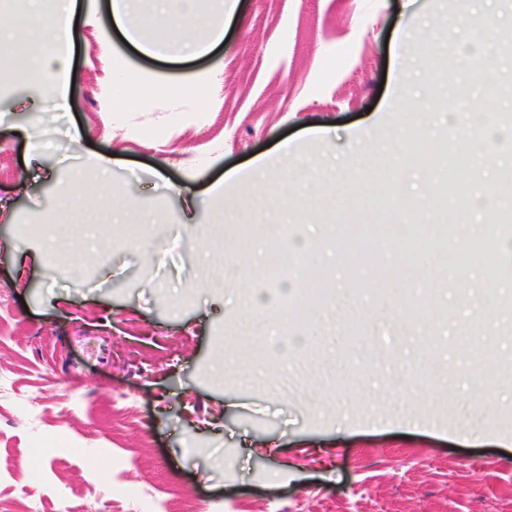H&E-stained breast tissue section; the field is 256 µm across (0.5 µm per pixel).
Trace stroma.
<instances>
[{"instance_id": "35a3bbf8", "label": "stroma", "mask_w": 512, "mask_h": 512, "mask_svg": "<svg viewBox=\"0 0 512 512\" xmlns=\"http://www.w3.org/2000/svg\"><path fill=\"white\" fill-rule=\"evenodd\" d=\"M107 2L78 0L61 111L18 66L34 50L27 0H0L16 50L0 55V503L54 512L67 492L124 512L129 495L174 490L242 512H512V261L497 258L495 282L475 263L468 287H442L467 246L456 233L423 255L424 280L402 244L372 248L382 280L347 265L343 235L310 232L402 222L431 235L461 221L441 194L460 171L467 198L499 188L481 213L498 224L512 159L461 152L481 129L455 118L512 125V0H358L350 20L348 0H240L223 42L187 59L122 40ZM473 39L494 86L470 76L459 47ZM203 72L205 109L189 92L128 94ZM318 127L328 139L311 138ZM438 139L448 159L425 167L415 150ZM102 155L115 159L108 189ZM262 158L256 180L220 193ZM475 303L493 321L473 318ZM288 336L304 340L291 357L270 350ZM116 392L135 402L119 431L103 415Z\"/></svg>"}]
</instances>
